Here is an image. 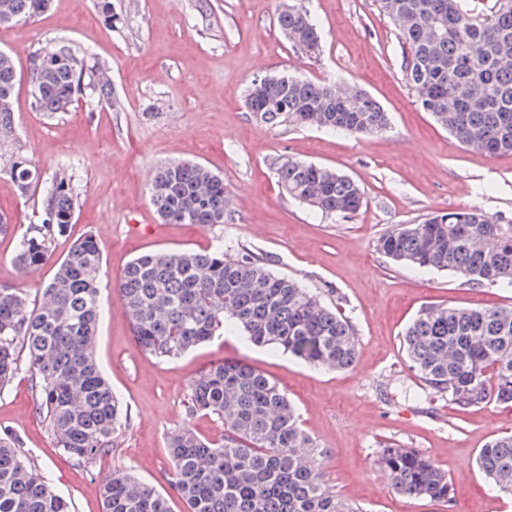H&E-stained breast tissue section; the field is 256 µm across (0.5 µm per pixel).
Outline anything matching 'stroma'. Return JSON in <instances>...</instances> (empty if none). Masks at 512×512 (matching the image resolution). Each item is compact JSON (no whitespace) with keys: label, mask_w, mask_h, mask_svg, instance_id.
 <instances>
[{"label":"stroma","mask_w":512,"mask_h":512,"mask_svg":"<svg viewBox=\"0 0 512 512\" xmlns=\"http://www.w3.org/2000/svg\"><path fill=\"white\" fill-rule=\"evenodd\" d=\"M287 4L317 21V54H305L280 33L277 15ZM21 42L28 54L15 61V136L0 143V157L22 149L46 182L65 167L75 218L50 262L20 271L16 239L38 223L41 196H20L0 173V213L14 228L0 236V284L40 301L73 242L96 239L102 253L96 356L126 413L112 449L80 466L56 447L28 364L0 390V430L21 439L23 455L72 512H102L101 486L118 468L170 497L173 512H184L172 491L168 437L187 424L202 439L223 438L216 416L188 409L192 382L223 360L276 379L323 449L330 487L365 512H512V496L490 489L476 464L488 441L512 431V407L491 403L457 413L447 396L409 370L402 339L426 304H507L512 289L472 288L451 272L399 265L375 249L386 230L453 208L477 207L512 222V154L471 153L419 106L404 77L407 51L376 0H51L35 23L0 26V52ZM55 44L84 55L94 71L110 72V105L87 95L54 114L32 110L28 55ZM278 73L367 92L388 125L369 135L270 126L247 112L243 95L255 76ZM289 158L352 178L364 193L361 209L325 217L288 197L277 169ZM178 161L223 176L235 200L223 223L160 219L150 183L157 168ZM219 247L268 256L272 272L339 306L359 339L355 365L315 369L236 332L177 359L142 351L117 290L126 264L148 251ZM389 442L418 450L448 474L453 508L392 490L377 464Z\"/></svg>","instance_id":"35a3bbf8"}]
</instances>
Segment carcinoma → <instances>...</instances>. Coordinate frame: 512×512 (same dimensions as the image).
Wrapping results in <instances>:
<instances>
[{
  "label": "carcinoma",
  "mask_w": 512,
  "mask_h": 512,
  "mask_svg": "<svg viewBox=\"0 0 512 512\" xmlns=\"http://www.w3.org/2000/svg\"><path fill=\"white\" fill-rule=\"evenodd\" d=\"M408 51L405 76L417 102L466 147L485 155L512 153V0H494L487 13L471 0H377ZM49 0H0L1 19L33 23ZM281 32L297 47L318 34L309 14L279 12ZM85 61L61 45L30 58L33 107L53 114L85 86ZM17 73L0 52V98L14 102ZM248 111L272 126H307L337 134H373L387 126L381 106L365 93L300 76H271L245 94ZM14 136V109L0 108V141ZM4 170L21 195L40 173L17 152ZM291 198L323 215L347 217L363 205L352 179L292 158L277 169ZM162 221L222 224L228 214L224 179L201 164L162 166L151 185ZM70 179L59 169L42 189L40 223L22 235L14 261L25 272L48 262L55 239L73 223ZM376 250L418 270H447L469 286L512 288V224L476 208L434 214L380 235ZM102 254L87 236L73 245L33 305L18 288L0 286V390L26 351L37 406L46 412L56 446L76 463L110 451L123 410L95 357L99 336ZM133 336L147 354L175 359L214 337L237 330L254 346L283 352L314 367L348 369L359 340L350 321L298 281L269 270L252 251H157L130 261L118 283ZM408 367L448 395L464 414L490 403L512 404V304L423 308L403 334ZM190 412L224 421V442L189 427L168 438L174 490L187 512H362L331 489L324 452L302 429L287 394L263 371L243 362L208 367L193 383ZM378 465L392 489L408 498L453 505L448 476L414 448L388 445ZM478 467L491 486L512 494V433L480 449ZM102 512H171L166 497L123 469L102 488ZM0 512H71L48 477L21 452L20 439L0 433Z\"/></svg>",
  "instance_id": "carcinoma-1"
}]
</instances>
